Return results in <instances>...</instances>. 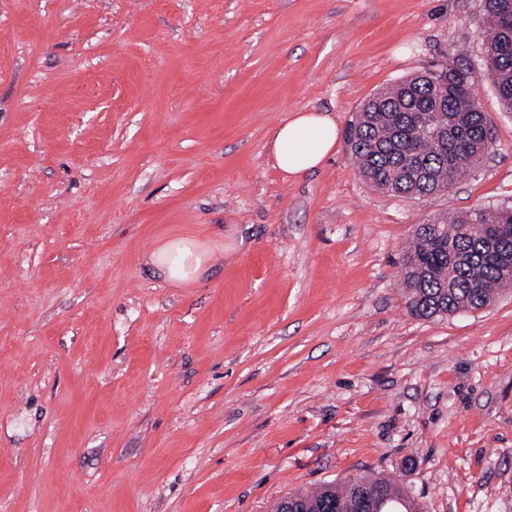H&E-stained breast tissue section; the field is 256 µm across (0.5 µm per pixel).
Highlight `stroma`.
Wrapping results in <instances>:
<instances>
[{
  "label": "stroma",
  "instance_id": "stroma-1",
  "mask_svg": "<svg viewBox=\"0 0 512 512\" xmlns=\"http://www.w3.org/2000/svg\"><path fill=\"white\" fill-rule=\"evenodd\" d=\"M480 0H0V512H271L359 474L424 512H512V293L420 318L417 225L512 208V112ZM469 68L492 141L392 195L345 141L283 180L294 109L346 131L382 88ZM221 237L207 277L164 241ZM213 248L189 238L167 240L149 256V263L164 280L186 288L194 287L208 270Z\"/></svg>",
  "mask_w": 512,
  "mask_h": 512
}]
</instances>
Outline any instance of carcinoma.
Here are the masks:
<instances>
[{
	"instance_id": "cac0c4a2",
	"label": "carcinoma",
	"mask_w": 512,
	"mask_h": 512,
	"mask_svg": "<svg viewBox=\"0 0 512 512\" xmlns=\"http://www.w3.org/2000/svg\"><path fill=\"white\" fill-rule=\"evenodd\" d=\"M488 24L486 67L502 106L512 112V0H482ZM443 82L428 72L375 93L350 124L346 140L361 176L393 195H438L461 182L490 147L485 113L477 92L465 82L469 69L454 67ZM512 225V212L475 209L451 220L418 226L402 259L409 311L432 318L439 310L475 311L512 287V239L503 243L511 258L501 261L487 246L486 233ZM379 484L389 493L387 512H413L417 503L397 482L382 475L326 483L311 493H295L302 512H327L321 503L351 497L356 485Z\"/></svg>"
}]
</instances>
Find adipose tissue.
<instances>
[{"mask_svg":"<svg viewBox=\"0 0 512 512\" xmlns=\"http://www.w3.org/2000/svg\"><path fill=\"white\" fill-rule=\"evenodd\" d=\"M337 141L338 127L332 115L298 109L275 128L269 157L285 179L296 181L319 169L335 152ZM212 255L209 244L174 238L154 250L149 262L164 280L191 288L205 275Z\"/></svg>","mask_w":512,"mask_h":512,"instance_id":"ef3b65f1","label":"adipose tissue"}]
</instances>
